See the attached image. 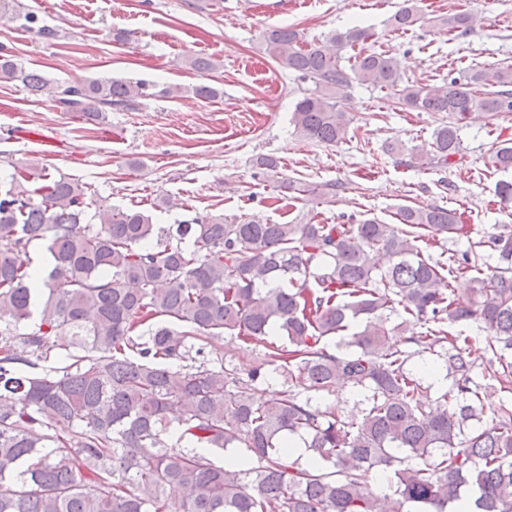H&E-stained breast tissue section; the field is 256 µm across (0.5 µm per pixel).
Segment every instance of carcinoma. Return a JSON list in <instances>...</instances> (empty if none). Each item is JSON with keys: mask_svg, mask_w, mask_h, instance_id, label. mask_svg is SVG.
I'll use <instances>...</instances> for the list:
<instances>
[{"mask_svg": "<svg viewBox=\"0 0 512 512\" xmlns=\"http://www.w3.org/2000/svg\"><path fill=\"white\" fill-rule=\"evenodd\" d=\"M419 19L414 0H404L388 24L405 30ZM438 23L462 33L471 16ZM369 37L353 27L305 44L292 27L266 32L267 55L310 84L292 112L299 136L341 140L350 123L341 99L355 81L394 88L398 103L418 112L448 114L431 141L412 149L432 166L463 158L459 124L473 112H512V64L400 88L383 53L342 64L341 51ZM13 81L51 93L63 112L101 117L137 109L148 90L117 78L52 84L0 51V82ZM490 151L497 169H512L511 142ZM252 167L273 177L279 165L259 155ZM279 188L293 199L336 196L332 182L283 179ZM465 234L455 210L431 205L399 206L396 224L228 223L219 215L165 229L144 211L99 202L75 178L28 164L0 182V512H171L172 491L183 494L182 512H448L467 489L470 512H512V406L480 422L469 339L445 330L483 323L497 362L488 377L512 387V230L491 238L495 266L473 249L442 262L418 245ZM37 241L48 242L54 260L40 288L28 251ZM470 271L478 299L466 304L453 282ZM62 332L73 352L60 367L40 365ZM226 333L245 343L272 337L268 359L245 379L221 358L191 364ZM336 336L333 352L324 339ZM407 344L448 346L455 394L425 403L406 368ZM267 365L292 389L258 402L252 386ZM338 379L366 391L358 414L294 393L328 391ZM229 448L246 453L212 460ZM373 468L393 475L389 491L368 487Z\"/></svg>", "mask_w": 512, "mask_h": 512, "instance_id": "obj_1", "label": "carcinoma"}]
</instances>
